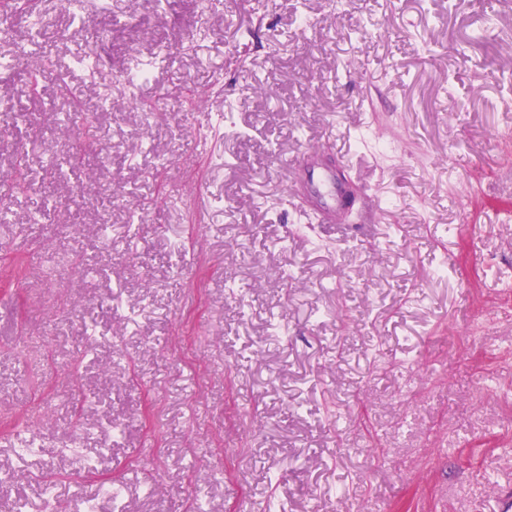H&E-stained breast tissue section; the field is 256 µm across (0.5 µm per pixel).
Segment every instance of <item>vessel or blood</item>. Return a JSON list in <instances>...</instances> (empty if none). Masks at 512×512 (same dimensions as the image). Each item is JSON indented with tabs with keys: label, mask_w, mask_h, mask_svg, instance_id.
<instances>
[{
	"label": "vessel or blood",
	"mask_w": 512,
	"mask_h": 512,
	"mask_svg": "<svg viewBox=\"0 0 512 512\" xmlns=\"http://www.w3.org/2000/svg\"><path fill=\"white\" fill-rule=\"evenodd\" d=\"M282 165L287 172L288 196L301 215L320 224L344 221L353 188L346 180L324 170L320 148L283 160Z\"/></svg>",
	"instance_id": "vessel-or-blood-1"
}]
</instances>
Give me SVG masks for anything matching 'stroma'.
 I'll return each instance as SVG.
<instances>
[{"label": "stroma", "instance_id": "obj_1", "mask_svg": "<svg viewBox=\"0 0 512 512\" xmlns=\"http://www.w3.org/2000/svg\"><path fill=\"white\" fill-rule=\"evenodd\" d=\"M45 6L29 54L49 62L43 96L63 82L68 98L45 110L27 66L0 74V100L30 115L0 125V468L14 471L0 512L37 500L41 472L56 512H113L104 478L125 512H188L199 491L209 512H503L512 0H112L121 23L101 14L75 35ZM93 47L111 61L106 110L101 76L73 64ZM138 62L149 79L124 85ZM72 100L96 150L61 131ZM21 139L38 150L16 193ZM321 141L364 190L360 223L313 225L288 199L281 160ZM72 153L81 170L55 177ZM188 237L203 261L173 273ZM74 384L100 400L85 434L61 402ZM107 419L123 434L101 477L84 475L58 450L99 446ZM22 425L43 451L20 468Z\"/></svg>", "mask_w": 512, "mask_h": 512}]
</instances>
